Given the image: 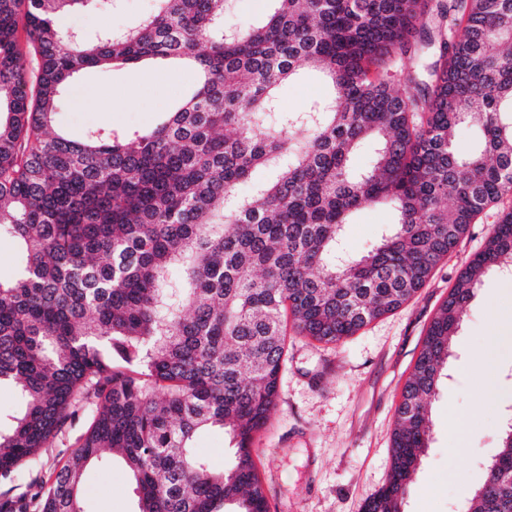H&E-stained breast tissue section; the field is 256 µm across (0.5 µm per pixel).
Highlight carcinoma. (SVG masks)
<instances>
[{"label": "carcinoma", "mask_w": 512, "mask_h": 512, "mask_svg": "<svg viewBox=\"0 0 512 512\" xmlns=\"http://www.w3.org/2000/svg\"><path fill=\"white\" fill-rule=\"evenodd\" d=\"M91 2L0 0V238L22 257L0 282V383L23 404L0 417V478L83 416L33 512H85L86 465L108 450L138 512H267L250 444L277 405L288 331L337 344L398 309L512 196V0H271L242 27L224 26L233 0H157L126 29L58 24ZM139 64L194 73L155 126L79 138L61 126L77 76ZM302 71L329 94L278 113V87ZM462 124L480 132L465 154ZM259 169L271 176L252 180ZM374 205L395 211L390 232L339 257L351 215ZM494 269L512 271V209L428 327L388 481L364 512H401L428 400ZM210 427L235 442L229 468L192 445ZM466 512H512L507 427Z\"/></svg>", "instance_id": "cac0c4a2"}]
</instances>
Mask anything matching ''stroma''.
<instances>
[{"label":"stroma","instance_id":"1","mask_svg":"<svg viewBox=\"0 0 512 512\" xmlns=\"http://www.w3.org/2000/svg\"><path fill=\"white\" fill-rule=\"evenodd\" d=\"M156 0H113L70 16L72 27L94 33L136 25ZM144 70H93L78 77L61 106L60 120L76 137L97 126L138 130L153 124L192 82L187 70L162 71L144 84ZM327 90L305 72L282 86V111L305 109ZM469 225L417 294L339 344L301 336L288 339L277 406L253 437L252 459L267 512H362L386 483L392 432L403 389L421 352L427 327L462 268L482 250L499 209ZM393 214L384 207L360 212L344 229L353 256L371 249ZM512 273L486 275L464 311L448 369L430 404L434 428L404 512H464L482 485L485 463L499 451L505 417L512 413ZM84 420L60 433L15 481H0V499L17 500L50 486L66 467ZM86 512H136L137 497L120 456L105 455L87 468Z\"/></svg>","mask_w":512,"mask_h":512}]
</instances>
